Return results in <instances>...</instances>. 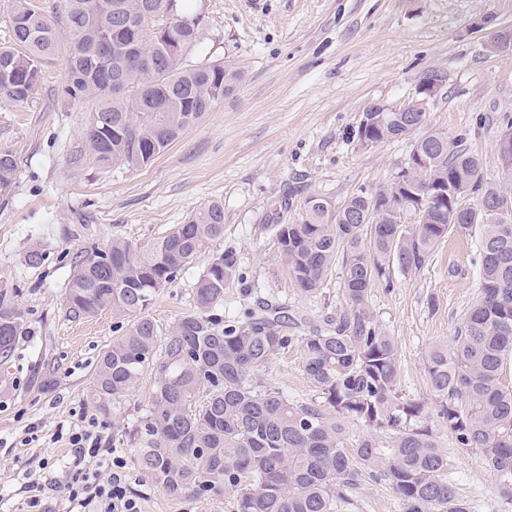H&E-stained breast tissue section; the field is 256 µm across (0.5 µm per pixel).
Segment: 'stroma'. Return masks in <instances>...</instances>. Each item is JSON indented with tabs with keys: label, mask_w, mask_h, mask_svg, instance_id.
Returning a JSON list of instances; mask_svg holds the SVG:
<instances>
[{
	"label": "stroma",
	"mask_w": 512,
	"mask_h": 512,
	"mask_svg": "<svg viewBox=\"0 0 512 512\" xmlns=\"http://www.w3.org/2000/svg\"><path fill=\"white\" fill-rule=\"evenodd\" d=\"M185 10L200 19L191 62L219 60L241 78L140 169L97 162L86 139L91 103L61 93L67 44L44 66L27 103L0 93V145L18 162L14 185L0 195V294L33 329L0 364V512H70L67 494L49 486L70 455L69 434L92 420L108 447L131 460L130 489L141 512H233V496L224 491L170 500L135 465L128 430L147 414L153 371H144L115 416L92 404L94 368L116 322L108 311L69 316L64 297L77 254L105 249L117 237L150 242L221 201L224 237L216 247H235L246 277L225 289V318L281 303L300 335L339 307L341 269L333 267L318 294H302L271 225L304 223L313 196L337 206L358 191L386 188L428 130L464 137L486 175L497 174V139L512 124V56L493 52L489 42L492 27H512V0H187ZM484 16L492 27L478 28ZM433 72L444 84L428 103L425 128L363 146L358 129L367 108L404 105ZM32 247L45 254L37 268L24 262ZM207 262L198 258L158 292L148 314L159 328L193 311ZM477 293V237L452 232L423 269H395L390 282H376L370 302L395 340L403 392L424 402L448 453L449 483L476 512H512V488L442 424L424 367L427 348L452 342ZM48 374L55 380L49 389L41 384ZM260 377L291 401L313 395L299 350L273 360ZM116 416L123 429L113 428ZM34 483L43 488L36 505ZM351 497V512H404L389 486L371 477Z\"/></svg>",
	"instance_id": "35a3bbf8"
}]
</instances>
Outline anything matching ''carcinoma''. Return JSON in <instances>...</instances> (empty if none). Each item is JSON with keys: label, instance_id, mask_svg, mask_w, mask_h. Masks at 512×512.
Instances as JSON below:
<instances>
[{"label": "carcinoma", "instance_id": "cac0c4a2", "mask_svg": "<svg viewBox=\"0 0 512 512\" xmlns=\"http://www.w3.org/2000/svg\"><path fill=\"white\" fill-rule=\"evenodd\" d=\"M184 0H63L69 38L62 94L95 103L87 139L104 165L138 169L195 125L240 73L222 63L191 64L199 18ZM59 28L31 0H9L8 39L0 41V92L24 104L37 92L54 55ZM124 90L109 88L112 78ZM430 167L410 177L448 183V193L477 195L497 208L512 203V160L498 156V178L484 177L481 156L463 138L435 130ZM17 160L0 146V194ZM423 224H338L311 206L303 224H277L279 256L300 291H320L336 265L342 303L303 336H290L288 309L247 311L224 324V288L242 278L237 251L212 255L194 292L195 310L165 331L146 315L157 292L224 237V206L212 201L186 223L143 246L116 238L75 257L66 291L69 312L109 309L119 335L102 353L91 385L107 414L143 371H155L145 421L136 427L137 464L170 499L222 488L235 512H336L367 476L389 485L405 512H471L448 483V453L428 426L423 402L401 389L397 346L370 303L391 268L420 270L450 231H479L478 295L451 344L431 345L424 365L438 417L460 448L479 451L504 487L512 485V212L473 223L457 201L441 210L426 193L414 199ZM32 333L28 318L0 294V360ZM298 347L317 396L294 403L265 385L259 371ZM368 429L345 446L346 424Z\"/></svg>", "mask_w": 512, "mask_h": 512}]
</instances>
